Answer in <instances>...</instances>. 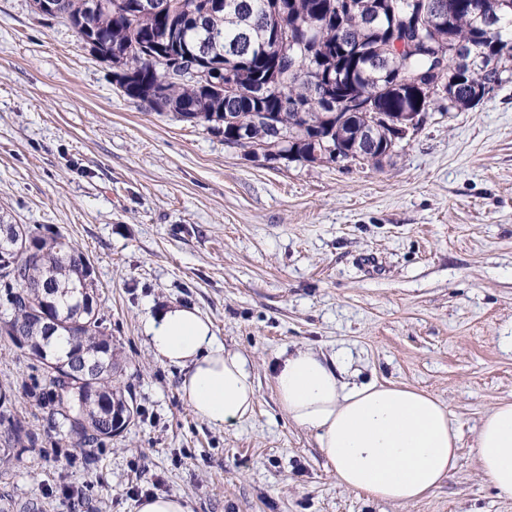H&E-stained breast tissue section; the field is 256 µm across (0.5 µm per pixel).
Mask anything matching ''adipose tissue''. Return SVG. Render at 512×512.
Returning <instances> with one entry per match:
<instances>
[{
    "mask_svg": "<svg viewBox=\"0 0 512 512\" xmlns=\"http://www.w3.org/2000/svg\"><path fill=\"white\" fill-rule=\"evenodd\" d=\"M146 334L157 359L182 369L180 390L198 418L221 428L252 415L257 389L249 359L225 349L196 308L159 311L147 320ZM273 382L288 418L315 432L338 483L369 499L418 501L456 467L459 429L445 406L422 391L347 382L342 360L304 348L279 360ZM475 453L499 495L512 497V401L483 416Z\"/></svg>",
    "mask_w": 512,
    "mask_h": 512,
    "instance_id": "obj_1",
    "label": "adipose tissue"
}]
</instances>
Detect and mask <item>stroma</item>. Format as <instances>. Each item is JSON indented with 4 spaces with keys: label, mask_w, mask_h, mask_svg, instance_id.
Returning a JSON list of instances; mask_svg holds the SVG:
<instances>
[{
    "label": "stroma",
    "mask_w": 512,
    "mask_h": 512,
    "mask_svg": "<svg viewBox=\"0 0 512 512\" xmlns=\"http://www.w3.org/2000/svg\"><path fill=\"white\" fill-rule=\"evenodd\" d=\"M87 258L116 381L136 413L86 464L31 395L41 364L0 338V389L39 435L0 475L46 512H135L178 494L193 512H512L481 474L482 416L512 400V83L432 112L379 167L267 161L118 90L112 66L32 0H0V212ZM170 304L247 356L258 398L226 428L199 419L145 332ZM346 354L361 380L443 403L456 470L412 504L340 487L313 432L281 409L282 352Z\"/></svg>",
    "instance_id": "stroma-1"
}]
</instances>
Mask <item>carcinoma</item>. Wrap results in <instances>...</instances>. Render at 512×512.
Returning <instances> with one entry per match:
<instances>
[{"mask_svg":"<svg viewBox=\"0 0 512 512\" xmlns=\"http://www.w3.org/2000/svg\"><path fill=\"white\" fill-rule=\"evenodd\" d=\"M167 8L144 13L138 0H55L46 19H64L84 47L112 64L116 84L128 99L159 114L201 125L224 136V142L263 150L270 132L253 128L246 134L239 119L258 110L275 112L288 130V142L278 159L300 162L316 148L314 138L336 130L335 111L320 99L310 80L308 64L338 80L347 101L344 142L357 160L379 164L375 157L390 147V138L374 133L367 118L374 112H462L483 103L496 88L512 83V0H223L220 8L206 9L210 0H166ZM273 28L293 32L303 43L302 59H284L278 68L256 51L259 35ZM184 43L196 46L204 59L224 55L233 46L245 65L232 66L235 82L244 92L226 96L208 83L179 81L157 66L159 51L175 62ZM459 45L464 53L447 58L450 95L436 98L411 93L400 77L408 68L427 71L440 65L437 52ZM276 91H262L270 84ZM0 288L7 289L8 308L0 317V335L27 332L28 354L39 361L48 385L40 393L50 407L51 425L93 448L118 430L106 416L117 411L127 422L134 416L121 387L122 371L104 319L95 301L97 284L89 262L60 236L46 239L28 224L0 216ZM48 307L54 318L53 335L63 347L31 330L35 312ZM80 353L100 360L92 377L76 372L71 362ZM10 398L0 394V424L10 435L0 450V465L11 464V444L35 447L38 435L24 429L8 408Z\"/></svg>","mask_w":512,"mask_h":512,"instance_id":"cac0c4a2","label":"carcinoma"}]
</instances>
